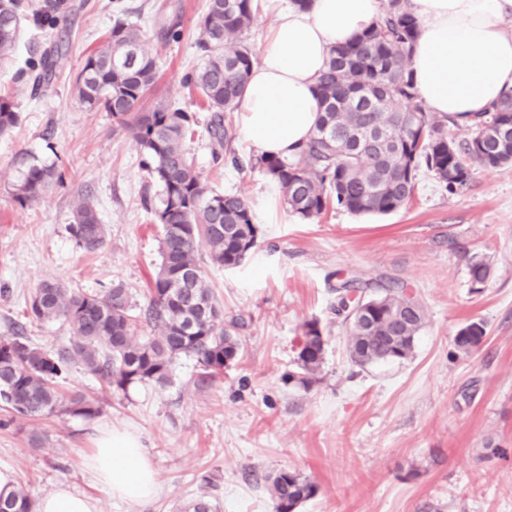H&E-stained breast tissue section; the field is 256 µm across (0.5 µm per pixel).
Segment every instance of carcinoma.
<instances>
[{
	"instance_id": "obj_1",
	"label": "carcinoma",
	"mask_w": 512,
	"mask_h": 512,
	"mask_svg": "<svg viewBox=\"0 0 512 512\" xmlns=\"http://www.w3.org/2000/svg\"><path fill=\"white\" fill-rule=\"evenodd\" d=\"M64 10L63 0H44L31 12L23 0H0V65L13 58L24 24L38 31L55 29ZM254 19V0H205L195 40L203 63L186 72L182 83L210 112L205 129L214 145L213 159L226 154L238 168L259 169L279 186L285 204L299 218H316L332 205L357 215L394 212L413 199L422 166L454 194L468 186L472 166L512 163L511 92L474 115L468 121L469 138L458 143L447 130V124H457L455 119L419 106L409 69L419 26L407 0H386L368 27L333 49L318 82L316 131L295 155L243 159L231 148L227 114L237 110L256 60L243 40ZM182 37L177 24L156 32L165 46ZM67 53L63 42L55 43L27 59L15 80L34 93L47 88ZM157 75V55L141 26L116 3L112 27L85 58L74 94L85 109L111 114L140 152L142 170L159 186L158 202L146 199L144 208L153 223L162 226L161 263L141 307L121 283L92 292L46 281L36 289L26 302L28 318L62 319L74 341L72 348L53 353L24 336L0 337V408L12 421L59 412L96 415L98 407L85 396L62 394L58 378L73 360L124 391L138 383H170L171 366L182 356L195 358L207 380L224 371V359L233 362L238 355V320L224 319V307L203 276L198 252L203 244L211 264L238 267L256 248L259 228L244 196L213 189L196 170L185 147L199 124L196 113L161 101L145 108ZM18 120L10 96L0 95V137ZM21 166L13 198L23 207L63 184L55 160L28 155ZM67 231L88 252L103 246L105 228L89 192L75 198ZM489 273L486 262L471 264L474 291L481 290ZM358 289L355 279L339 281L333 307L346 325L351 361L366 365L408 358L425 324L422 304L404 285L389 286L367 300L358 296ZM141 320L152 327L153 335H137ZM458 335L464 340H454L457 350L470 353L483 342L484 324L471 322ZM325 345L319 323H304L297 353L301 381H312L320 371ZM266 480L273 512H297L316 494V485L296 472L281 470ZM0 512H32L26 489L0 490Z\"/></svg>"
}]
</instances>
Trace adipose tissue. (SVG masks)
<instances>
[{
    "label": "adipose tissue",
    "mask_w": 512,
    "mask_h": 512,
    "mask_svg": "<svg viewBox=\"0 0 512 512\" xmlns=\"http://www.w3.org/2000/svg\"><path fill=\"white\" fill-rule=\"evenodd\" d=\"M379 0H313L310 8L267 0L275 16L238 106L241 130L260 153L293 154L308 141L319 117L317 78L332 49L373 22ZM420 33L410 71L430 112L468 120L512 90V0H410ZM88 468L112 497L151 498L153 466L138 438L102 435Z\"/></svg>",
    "instance_id": "1"
}]
</instances>
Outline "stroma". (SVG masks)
<instances>
[{"label": "stroma", "mask_w": 512, "mask_h": 512, "mask_svg": "<svg viewBox=\"0 0 512 512\" xmlns=\"http://www.w3.org/2000/svg\"><path fill=\"white\" fill-rule=\"evenodd\" d=\"M70 51L39 99L13 83L15 67L57 39L22 37L14 66L0 69L20 113L0 137V336L23 331L59 352L72 332L61 320L30 321L26 302L45 281L101 289L123 283L134 302L161 263L162 228L142 207L147 183L140 155L109 113L89 112L71 95L84 58L112 25V0H70ZM205 0H123L148 39L176 22L180 43L159 48L156 99L207 114L181 83L199 64L196 24ZM202 177L251 204L258 246L236 269L203 263L225 317L241 319V352L216 380L200 382L194 358L177 359L170 384L116 391L73 364L64 391L95 401V417L18 420L0 428V470L39 502L59 486L91 498L96 512H185L205 496L218 512H272L266 478L295 471L317 494L298 512H512V166L473 167L451 194L427 171L412 201L385 215L329 208L301 221L259 170L214 163L204 128L187 143ZM28 152L58 161L63 185L20 206L16 159ZM91 191L106 227L103 247L85 251L66 230L78 189ZM488 263L473 291L469 268ZM344 278L366 296L405 285L425 310L412 355L357 366L331 307ZM319 320L325 361L303 383L296 354L305 321ZM472 321L485 325L471 354L454 344ZM138 436L153 464L157 494L133 503L110 497L87 469L102 431Z\"/></svg>", "instance_id": "obj_1"}]
</instances>
